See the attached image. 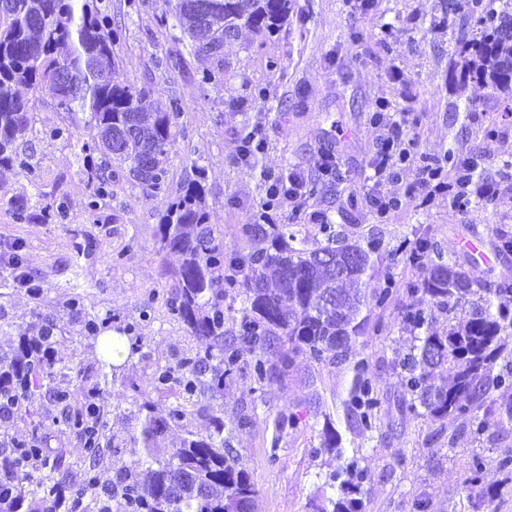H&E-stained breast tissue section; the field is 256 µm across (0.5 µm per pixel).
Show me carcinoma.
Here are the masks:
<instances>
[{
    "mask_svg": "<svg viewBox=\"0 0 512 512\" xmlns=\"http://www.w3.org/2000/svg\"><path fill=\"white\" fill-rule=\"evenodd\" d=\"M0 10V167L29 166L19 140L30 130L34 100L17 88H52L56 106L81 130L76 146L82 174L91 189L92 209L112 195L122 181L159 193L167 189L169 149L176 140L181 104L159 101L150 110L149 92L113 79L117 70L114 45L122 33L99 12L96 0H10ZM161 25L173 18L189 40L192 52L223 62L224 45L247 29L275 36L288 20L291 0H166ZM477 36L456 40L457 60L464 77H475L492 90L512 95V13L496 12L487 0H452ZM264 224H245L242 244L224 249V234L210 222L203 175L182 187L160 217L157 252L179 257L171 273L170 312L206 347L178 365L155 371L156 387L176 388L187 400L206 398L224 389L240 369L238 345L251 354L250 373L259 384L288 378L298 360L337 365L355 351L357 340L371 330L363 311L380 306L391 285L377 283L380 245L348 237L342 227L325 219L322 238L300 236L291 224L279 223L275 204L265 201ZM26 221H48L49 210L36 213L22 197H0V209ZM489 250L512 253V233L492 230ZM407 260L420 270L417 281L405 284L412 298L403 318L417 344L399 361L401 384L410 397L407 409L431 420L448 417L466 421L480 436L487 416L499 414L512 422V360L498 365L505 345L501 332L512 329V280H475L451 260L428 234L405 247ZM240 296L243 308L234 322L233 342L224 343V300ZM472 299L468 317L433 330L436 314L451 315L459 303ZM79 325L97 335L107 328L77 305ZM56 326L47 322L35 336H20L10 357L0 356V404L20 415L33 416L35 395L45 392L62 407L63 422L83 440L94 458L105 437L96 398L99 383L60 388L62 371L55 366ZM276 355L274 363L269 355ZM217 365L206 373L207 364ZM348 392L347 411L354 426L375 428L381 399L367 376L365 360L357 361ZM501 392V400L490 398ZM188 405L178 403L163 416L151 403L138 405L139 427L129 440L144 450L132 471L104 484L93 467L83 472L78 488L47 468L52 448L44 421L33 424L24 440L0 451V512H256L257 490L236 451L224 439V417L211 414L213 431H188L179 444L167 445V434L183 426ZM340 435L326 422L317 454L335 449ZM367 472L356 459H346L328 476L338 494L315 504L314 512H366L363 483Z\"/></svg>",
    "mask_w": 512,
    "mask_h": 512,
    "instance_id": "1",
    "label": "carcinoma"
}]
</instances>
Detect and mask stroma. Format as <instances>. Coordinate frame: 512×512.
Returning a JSON list of instances; mask_svg holds the SVG:
<instances>
[{
    "instance_id": "1",
    "label": "stroma",
    "mask_w": 512,
    "mask_h": 512,
    "mask_svg": "<svg viewBox=\"0 0 512 512\" xmlns=\"http://www.w3.org/2000/svg\"><path fill=\"white\" fill-rule=\"evenodd\" d=\"M102 7L122 31L115 48L119 80L147 87L162 101L180 99L183 116L170 148L169 188L161 193L125 182L106 205L88 209L90 189L75 141L48 135L68 118L46 87L32 93L34 122L20 145L31 156L29 168L0 169L1 195L25 196L37 210L55 208L63 198L69 202L60 224L19 223L0 209V246L19 257V269L39 286L38 292L27 291L16 271L0 264V353L13 351L31 325L50 320L63 331L55 347L56 365L65 373L60 386L73 387L79 371L98 378L104 361L100 341L72 325L76 303L137 347L97 398L108 435L95 458L87 457L81 438L60 420L59 408L48 398L36 400V408L55 419L50 445L58 477L78 483L91 465L109 480L141 457L142 449L123 441L138 423L137 403L150 401L157 413H166L178 395L157 390L156 369L175 366L202 347L168 309L167 271L179 260L159 255L155 244L159 218L184 183L204 172L212 222L231 250L264 195L261 171L297 169L312 190L298 209L284 210L283 223L312 234V218L321 214L353 239L371 236L382 244L380 272L394 288L371 315L386 329L366 333L356 346L383 399L377 426L366 432L348 422L350 364L301 362L281 383L261 385L240 370L223 393L194 405L169 441L189 431L209 432L211 408L222 407L224 433L258 491L259 512H311L310 501L326 489V473L339 463L335 452L309 453L328 423L340 433L346 456L363 459L370 469L367 512H417L421 501L428 512H512V472L502 467L512 450V423L491 417L489 432L477 438L463 432L462 420L432 421L408 411L396 370L411 342L402 321L403 284L420 277L403 254L407 242L426 232L470 276L491 270L512 277V254L485 262L463 246L473 237L488 238L495 226L512 231V110L491 88L462 81L453 70L463 20L449 15L448 0H378L364 15L352 12L345 0H293L280 34L242 32L225 45L220 64L195 56L178 27L161 26L164 0H138L134 8L126 0H103ZM170 52L182 54L181 67L165 65ZM206 68L215 77L203 84L199 77ZM380 102L401 120L412 155L480 156L473 181H495L498 199L490 204L472 198L463 211L452 208L444 194L425 200L412 194L414 172L406 169L385 186L404 197L402 208L378 218L367 194L380 134L370 115ZM245 128L266 141L254 165L239 158ZM284 412L299 414V425L280 427ZM245 414L250 425L236 428ZM477 456L492 483L473 503L464 479Z\"/></svg>"
}]
</instances>
